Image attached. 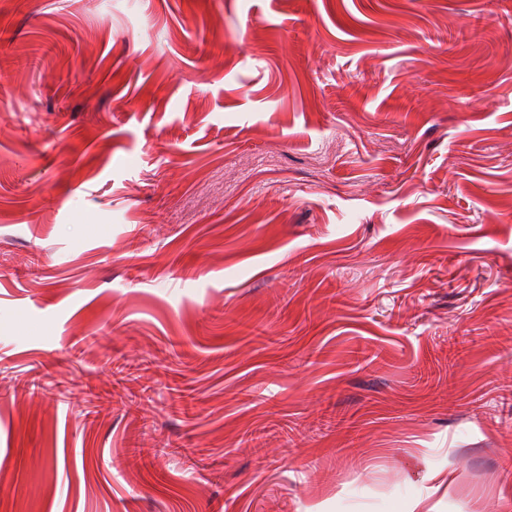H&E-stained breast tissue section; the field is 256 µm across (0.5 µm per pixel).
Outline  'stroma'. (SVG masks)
I'll return each instance as SVG.
<instances>
[{"label":"stroma","mask_w":512,"mask_h":512,"mask_svg":"<svg viewBox=\"0 0 512 512\" xmlns=\"http://www.w3.org/2000/svg\"><path fill=\"white\" fill-rule=\"evenodd\" d=\"M0 70V512H512V0H0Z\"/></svg>","instance_id":"stroma-1"}]
</instances>
